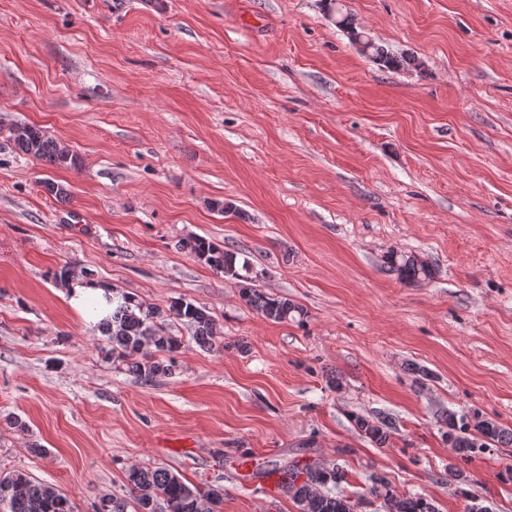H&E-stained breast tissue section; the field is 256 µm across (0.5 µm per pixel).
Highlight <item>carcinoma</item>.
<instances>
[{
  "instance_id": "1",
  "label": "carcinoma",
  "mask_w": 512,
  "mask_h": 512,
  "mask_svg": "<svg viewBox=\"0 0 512 512\" xmlns=\"http://www.w3.org/2000/svg\"><path fill=\"white\" fill-rule=\"evenodd\" d=\"M336 12V24L354 39L363 31L352 28L350 17L343 13L342 4L331 0ZM363 54L371 56L385 67H398L400 61L388 54L372 40H366ZM9 140L17 154L31 157L56 168H76L79 156L59 144L39 127L15 124L9 128ZM201 257L213 270L239 282L243 299L265 319L273 322L288 320L302 322L306 312L300 306L282 297H273L253 287L254 271L248 258H239L240 252L226 249L203 238L179 242ZM388 270L409 283L420 282L432 275V267L420 257L408 252L393 251L387 256ZM169 310L183 318L192 331V340L199 347L211 350L218 343L214 316L203 306L183 299L171 301ZM108 336L111 348L107 355L112 362L148 382L161 374H170L177 366L175 354L182 341L172 335L165 324L164 311L133 296L112 297V315L99 323ZM147 346L165 354L158 358L143 352ZM358 432L381 447L390 436L389 426L363 416L354 417ZM481 435L475 442L472 431ZM448 437L458 463L449 471L459 476L460 464L469 463L494 443H512V432L492 420L475 413L468 417L448 415ZM344 480V470L330 467L313 459L306 464L290 462L283 468L282 488L299 506L300 512H356L360 502H353L338 491ZM128 494H105L95 503L94 512H220L224 503V487L215 484L189 485L176 473L162 466H133L127 475ZM371 497L383 501L387 512H436L435 507L422 497L401 496L382 476L372 477ZM0 504L7 512H74L70 499L56 486L40 481L22 471L0 474Z\"/></svg>"
}]
</instances>
